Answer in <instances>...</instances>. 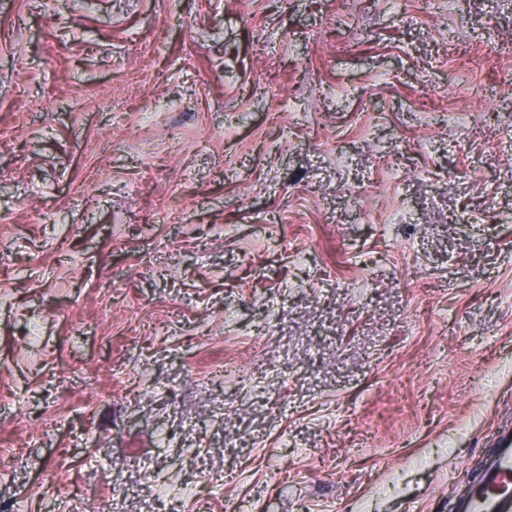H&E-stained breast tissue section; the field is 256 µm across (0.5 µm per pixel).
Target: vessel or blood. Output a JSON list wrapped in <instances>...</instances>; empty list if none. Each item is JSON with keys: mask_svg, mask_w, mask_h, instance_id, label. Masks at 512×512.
<instances>
[{"mask_svg": "<svg viewBox=\"0 0 512 512\" xmlns=\"http://www.w3.org/2000/svg\"><path fill=\"white\" fill-rule=\"evenodd\" d=\"M456 512H512L511 431L497 437L479 480L458 499Z\"/></svg>", "mask_w": 512, "mask_h": 512, "instance_id": "vessel-or-blood-1", "label": "vessel or blood"}]
</instances>
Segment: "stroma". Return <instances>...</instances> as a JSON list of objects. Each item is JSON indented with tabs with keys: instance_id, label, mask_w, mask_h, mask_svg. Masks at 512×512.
<instances>
[{
	"instance_id": "stroma-1",
	"label": "stroma",
	"mask_w": 512,
	"mask_h": 512,
	"mask_svg": "<svg viewBox=\"0 0 512 512\" xmlns=\"http://www.w3.org/2000/svg\"><path fill=\"white\" fill-rule=\"evenodd\" d=\"M505 427L512 0H0V512H454Z\"/></svg>"
}]
</instances>
